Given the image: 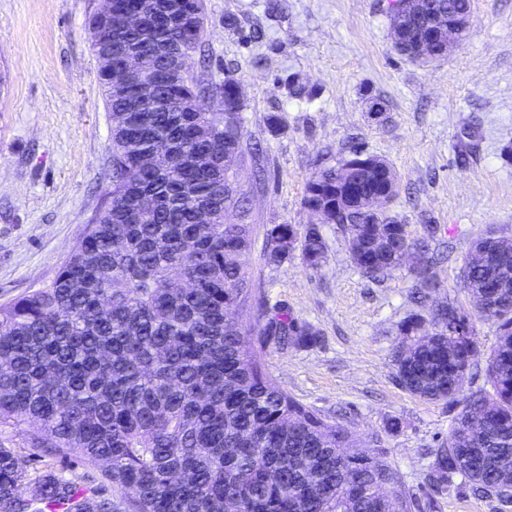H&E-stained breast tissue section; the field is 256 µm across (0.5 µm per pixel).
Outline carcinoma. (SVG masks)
Returning a JSON list of instances; mask_svg holds the SVG:
<instances>
[{
    "label": "carcinoma",
    "mask_w": 512,
    "mask_h": 512,
    "mask_svg": "<svg viewBox=\"0 0 512 512\" xmlns=\"http://www.w3.org/2000/svg\"><path fill=\"white\" fill-rule=\"evenodd\" d=\"M129 22L100 23L93 51L118 66L141 50L155 95L123 100L112 130L109 202L79 245L42 288L0 304V426L32 421L29 447L73 452L94 474L43 472L0 447V512H118L114 492L134 491L129 512H411L401 477L385 451L347 455L355 434L328 422L277 387L265 370L267 346L309 345L317 331L287 309L268 312L246 256L255 225L241 221L246 192L236 185L245 158L235 80L166 81L179 50L203 52L204 0H112ZM471 0H424L399 48ZM225 111L202 113L210 98ZM170 156L138 165L156 138ZM357 149L308 181V209H336V188ZM139 166L132 180L127 168ZM378 183L358 184L335 224L354 267L379 280L405 270L422 305L440 287L432 248L438 227L412 238L389 210L373 207ZM264 259L280 265L299 253L317 269L326 255L321 230L295 224L264 229ZM461 282L497 342L478 363L475 326L449 336L405 318L411 337L392 355L409 393L448 405L451 427L430 476L435 494L460 480L473 493L512 500V240H477ZM256 319V338L241 317ZM27 485V493L20 492Z\"/></svg>",
    "instance_id": "carcinoma-1"
}]
</instances>
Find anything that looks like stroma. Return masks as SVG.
<instances>
[{
  "mask_svg": "<svg viewBox=\"0 0 512 512\" xmlns=\"http://www.w3.org/2000/svg\"><path fill=\"white\" fill-rule=\"evenodd\" d=\"M97 0H0V303L52 279L111 188L112 125L87 27ZM209 67L192 75L240 85L244 144L261 143L238 183L256 225L313 223L303 205L318 169L351 147L386 160L397 177L394 210L412 237L445 228L451 250L436 267V302L475 309L458 278L487 231L512 239V0H472L471 29L444 57L421 64L393 46L388 0H205ZM234 17L235 26L224 24ZM313 102L295 97L298 86ZM278 116L270 126V116ZM326 258L294 256L250 268L270 310L288 307L316 343L270 346L272 381L367 451L385 450L425 508L433 451L448 436L444 403L411 395L395 378L399 326L415 305L398 272L379 283L350 261L345 235L321 227ZM402 422L387 432V419ZM431 512H512L455 486Z\"/></svg>",
  "mask_w": 512,
  "mask_h": 512,
  "instance_id": "obj_1",
  "label": "stroma"
}]
</instances>
